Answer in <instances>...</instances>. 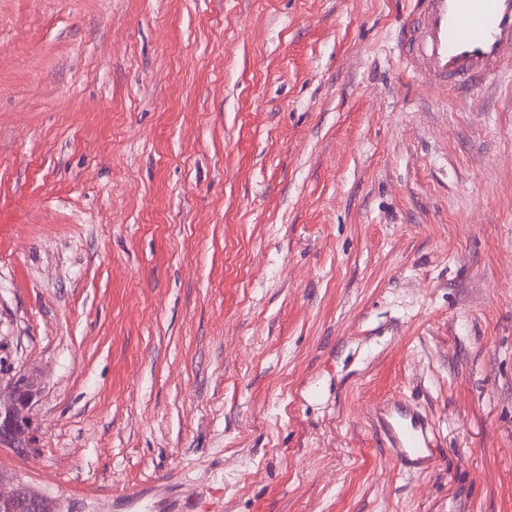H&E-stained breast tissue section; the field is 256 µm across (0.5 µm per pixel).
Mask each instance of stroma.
Segmentation results:
<instances>
[{"instance_id":"1","label":"stroma","mask_w":512,"mask_h":512,"mask_svg":"<svg viewBox=\"0 0 512 512\" xmlns=\"http://www.w3.org/2000/svg\"><path fill=\"white\" fill-rule=\"evenodd\" d=\"M407 0H0V384L57 512H512V86ZM426 414L404 470L373 408ZM403 72L448 98L498 82L512 67V0H409ZM40 392L38 379L30 372H19L9 383V393L0 391V446L27 450L33 441L29 410Z\"/></svg>"}]
</instances>
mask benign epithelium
<instances>
[{
	"instance_id": "benign-epithelium-1",
	"label": "benign epithelium",
	"mask_w": 512,
	"mask_h": 512,
	"mask_svg": "<svg viewBox=\"0 0 512 512\" xmlns=\"http://www.w3.org/2000/svg\"><path fill=\"white\" fill-rule=\"evenodd\" d=\"M40 392L38 379L30 372H20L9 383L7 396L0 395V446L19 452L33 441L29 410ZM20 505L29 512L47 508L46 497L18 484L9 493H0V512H13Z\"/></svg>"
}]
</instances>
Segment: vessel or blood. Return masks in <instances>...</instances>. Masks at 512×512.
I'll return each instance as SVG.
<instances>
[{"instance_id": "b4317fda", "label": "vessel or blood", "mask_w": 512, "mask_h": 512, "mask_svg": "<svg viewBox=\"0 0 512 512\" xmlns=\"http://www.w3.org/2000/svg\"><path fill=\"white\" fill-rule=\"evenodd\" d=\"M409 2L398 41L409 78L458 99L512 71V0ZM374 428L401 461L425 472L435 467L436 436L426 416L389 400L375 408Z\"/></svg>"}]
</instances>
